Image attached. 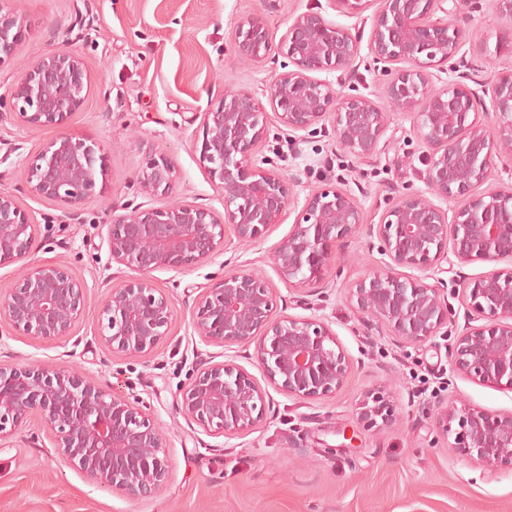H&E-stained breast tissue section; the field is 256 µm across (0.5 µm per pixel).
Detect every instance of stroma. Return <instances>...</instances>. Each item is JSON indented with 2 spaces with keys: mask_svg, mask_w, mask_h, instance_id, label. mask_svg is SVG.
Instances as JSON below:
<instances>
[{
  "mask_svg": "<svg viewBox=\"0 0 512 512\" xmlns=\"http://www.w3.org/2000/svg\"><path fill=\"white\" fill-rule=\"evenodd\" d=\"M260 0H18L25 17L15 56L0 62V93L18 79L24 62L50 50L46 29L60 22L67 44L84 59L91 84L65 132L95 140L107 156L105 197L88 199L78 215L63 204L30 193L18 201L39 224L34 257L67 265L87 284L88 310L66 340H43L0 326V362L74 366L113 393L144 399L167 436V486L152 500L135 502L116 488H103L66 464L41 422L30 419L0 439V512H512V469L488 468L463 455L423 409L434 397L469 407L512 413V389L451 373V339L419 345L371 331L370 319L347 300L348 288L381 256L369 237L336 247L324 280L300 289L282 279L271 260L290 233L294 213L282 215L249 248L226 235L224 252L191 270L158 271L154 282L176 315L171 333L151 353L129 358L98 340L96 309L111 280L129 271L109 260L104 243L106 203L123 208L143 200L135 176L151 153L170 157L179 169L173 196L222 210V192L200 166L196 140L201 112L218 105L225 86L250 91L270 129L256 160H267L293 186L298 199L314 189L345 183L366 223H378L394 196L424 190L421 172L428 151L409 115L390 117L387 150L355 162L337 152L332 133H287L266 89L276 64L247 65L233 48L237 19ZM323 8L350 29L359 18L330 9L328 0H280L269 12L273 29L289 17ZM473 37L467 58L475 79H487L483 59L496 54L512 64V18L496 0H474L468 10ZM53 129L14 121L0 123V190L23 181L24 154L42 147ZM261 270L277 295L276 315L324 316L347 354L351 371L336 393L306 401L267 386L270 408L259 426L212 437L179 413L176 400L195 353L245 368L256 380L262 370L237 345L207 346L193 336L191 304L213 275ZM392 379L391 399L402 419L370 427L358 418L364 393Z\"/></svg>",
  "mask_w": 512,
  "mask_h": 512,
  "instance_id": "35a3bbf8",
  "label": "stroma"
}]
</instances>
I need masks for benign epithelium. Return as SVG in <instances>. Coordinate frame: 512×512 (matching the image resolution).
<instances>
[{"label":"benign epithelium","instance_id":"benign-epithelium-1","mask_svg":"<svg viewBox=\"0 0 512 512\" xmlns=\"http://www.w3.org/2000/svg\"><path fill=\"white\" fill-rule=\"evenodd\" d=\"M368 65L380 76L376 98L350 87L346 93L315 76L346 74L361 60V38L351 29L308 10L293 17L276 36L266 11L279 0L238 18L233 45L237 56L262 64L276 53L286 62L268 87V99L288 132L315 137L331 121L336 146L356 161L384 151L392 112L413 118L428 146L426 189L389 202L379 223L367 224L352 194L342 186L310 193L293 230L272 251L273 265L294 284L324 279L332 249L361 234L379 241L383 265L348 289L350 303L377 319L403 341L423 344L454 328L448 362L452 372L512 389V267L488 272L466 284L476 317L457 327L448 284L438 277L453 254L457 264L512 259V184L503 182L495 158L512 157V68L494 70L472 88L457 57L470 33L457 18L467 0H331L334 8L360 17L370 2ZM453 2L448 9L444 4ZM17 0H0V61L13 56L23 34ZM443 16L438 17L436 13ZM453 75L443 86L438 74ZM90 74L80 54L55 47L7 92L0 93V122L63 127L84 103ZM485 115L494 129L476 120ZM199 162L223 192L224 213L189 201L160 207L107 205L105 241L110 262L133 272L108 288L98 308V339L115 354L141 357L170 335L175 314L156 288L153 273L186 271L224 250L226 230L242 244L264 237L269 225L297 203L290 183L272 168L254 163L257 145L269 135L265 112L244 90H226L218 105L202 113ZM18 192L57 200L76 211L104 179L106 156L94 141L66 132L22 159ZM178 179L174 162L150 154L137 183L146 196L169 194ZM464 200L448 212L444 205ZM37 224L15 193L0 191V265L27 260L38 240ZM415 271L407 275L403 270ZM87 286L61 263L22 267L15 284L0 292V317L18 332L63 340L83 318ZM276 296L263 275L225 271L193 300L191 327L205 345L253 347L251 359L269 384L305 400L340 390L350 362L322 318L274 315ZM483 324H477V321ZM266 391L241 366L199 359L180 391L178 408L213 436H232L266 417ZM38 417L62 458L94 483L146 500L167 483L166 440L140 399L116 396L67 366L0 363V439ZM359 419L379 427L398 418L379 386L359 406ZM432 417L455 433L461 453L488 467H512V413L500 414L437 402Z\"/></svg>","mask_w":512,"mask_h":512}]
</instances>
